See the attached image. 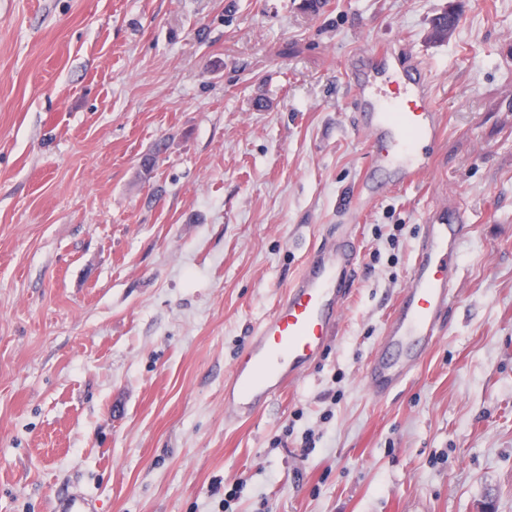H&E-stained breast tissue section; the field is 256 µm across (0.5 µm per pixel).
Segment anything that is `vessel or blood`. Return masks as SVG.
<instances>
[{"label": "vessel or blood", "instance_id": "vessel-or-blood-1", "mask_svg": "<svg viewBox=\"0 0 512 512\" xmlns=\"http://www.w3.org/2000/svg\"><path fill=\"white\" fill-rule=\"evenodd\" d=\"M362 131L376 161L398 172L403 184L427 176L432 170L427 149L442 132L428 82L418 83L411 94L395 89L378 95ZM467 227L463 210L424 225L410 281L388 321L383 348L367 368L366 384L374 396H386L402 384L418 352L433 343ZM357 265V249L347 239L329 242L308 259L224 383V407L231 415L242 419L266 408L321 355Z\"/></svg>", "mask_w": 512, "mask_h": 512}]
</instances>
